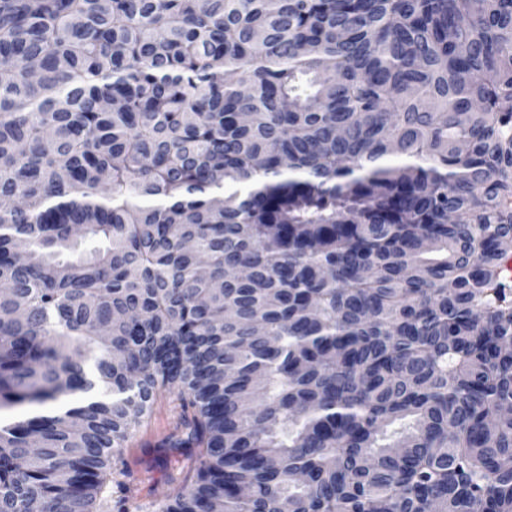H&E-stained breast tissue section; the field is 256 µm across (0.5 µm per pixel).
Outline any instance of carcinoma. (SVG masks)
Returning a JSON list of instances; mask_svg holds the SVG:
<instances>
[{
	"mask_svg": "<svg viewBox=\"0 0 512 512\" xmlns=\"http://www.w3.org/2000/svg\"><path fill=\"white\" fill-rule=\"evenodd\" d=\"M511 261L512 0H0V512H512ZM181 408L174 395L163 392L155 402L151 414L144 418L122 448L128 462L130 480L137 484L144 497H163L177 487L168 484L176 475L177 453L161 446L162 440L179 423Z\"/></svg>",
	"mask_w": 512,
	"mask_h": 512,
	"instance_id": "1",
	"label": "carcinoma"
}]
</instances>
